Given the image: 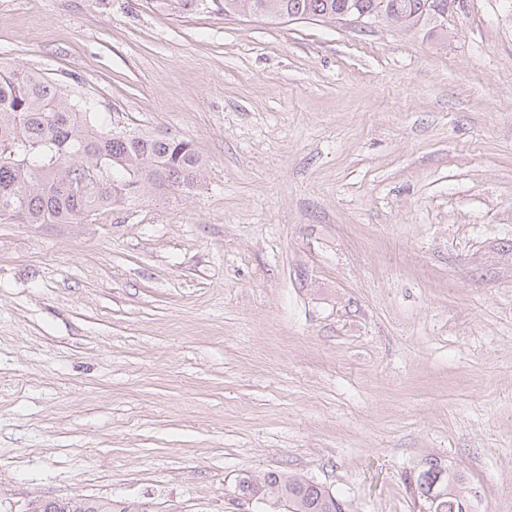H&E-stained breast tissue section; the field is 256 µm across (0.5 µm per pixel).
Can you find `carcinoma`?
Returning <instances> with one entry per match:
<instances>
[{"mask_svg":"<svg viewBox=\"0 0 512 512\" xmlns=\"http://www.w3.org/2000/svg\"><path fill=\"white\" fill-rule=\"evenodd\" d=\"M455 0H224V13L273 20L313 19L336 22L351 13L393 21L403 29L443 30ZM201 0H155L174 12L199 9ZM205 160L191 142L152 133L117 131L112 117L86 99L78 102L66 81L38 71L0 66V221L18 224H81L117 201L136 198L151 185L191 188ZM102 169L116 190L79 187L91 170ZM448 468L427 457L417 477L437 479ZM248 491L276 512H346L341 497L300 475L269 472ZM470 486L452 490L433 512H459L457 497ZM55 512H129L122 501H59Z\"/></svg>","mask_w":512,"mask_h":512,"instance_id":"carcinoma-1","label":"carcinoma"}]
</instances>
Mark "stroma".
<instances>
[{
    "mask_svg": "<svg viewBox=\"0 0 512 512\" xmlns=\"http://www.w3.org/2000/svg\"><path fill=\"white\" fill-rule=\"evenodd\" d=\"M0 61L207 162L0 222V512H263L237 483L269 472L413 512L431 456L512 512V0L442 35L0 0ZM122 501H112L111 503L107 502H95V501H83L74 502L73 500L69 501H59L55 511L53 512H138V511H129L128 507L130 503ZM112 505V506H111Z\"/></svg>",
    "mask_w": 512,
    "mask_h": 512,
    "instance_id": "1",
    "label": "stroma"
}]
</instances>
